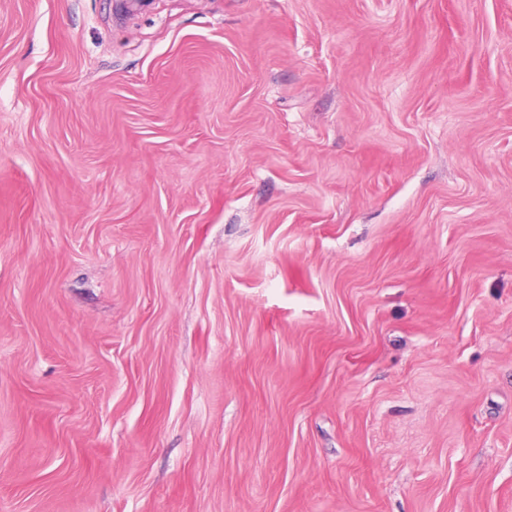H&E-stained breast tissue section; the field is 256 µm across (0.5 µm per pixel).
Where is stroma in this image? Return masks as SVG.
<instances>
[{
  "mask_svg": "<svg viewBox=\"0 0 512 512\" xmlns=\"http://www.w3.org/2000/svg\"><path fill=\"white\" fill-rule=\"evenodd\" d=\"M0 512H512V0H0Z\"/></svg>",
  "mask_w": 512,
  "mask_h": 512,
  "instance_id": "obj_1",
  "label": "stroma"
}]
</instances>
